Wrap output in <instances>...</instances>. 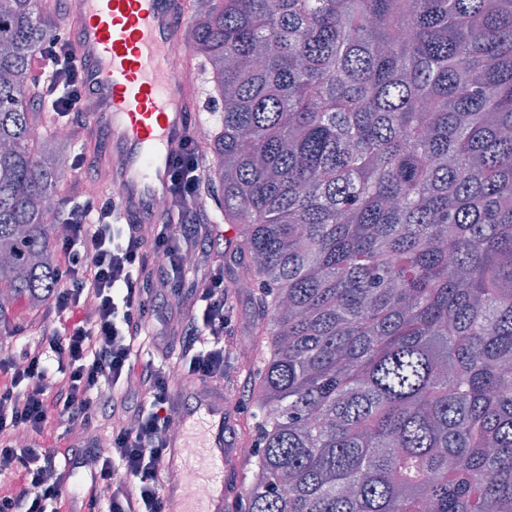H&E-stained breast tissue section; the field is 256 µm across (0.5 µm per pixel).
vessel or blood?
<instances>
[{
    "label": "vessel or blood",
    "mask_w": 512,
    "mask_h": 512,
    "mask_svg": "<svg viewBox=\"0 0 512 512\" xmlns=\"http://www.w3.org/2000/svg\"><path fill=\"white\" fill-rule=\"evenodd\" d=\"M186 0H75L71 17L82 79L97 107L94 133L112 144L118 166L112 189L122 212L144 217L166 196L173 155L187 136L201 90L179 23ZM180 434L170 438L165 464L201 486V493L166 484V512H225L224 461L236 451L230 402L195 385L177 395Z\"/></svg>",
    "instance_id": "b4317fda"
}]
</instances>
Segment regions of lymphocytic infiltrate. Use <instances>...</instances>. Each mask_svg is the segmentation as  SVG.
Wrapping results in <instances>:
<instances>
[{"mask_svg":"<svg viewBox=\"0 0 512 512\" xmlns=\"http://www.w3.org/2000/svg\"><path fill=\"white\" fill-rule=\"evenodd\" d=\"M80 71L68 37L32 55L31 98L47 127L86 118ZM208 175L191 133L163 221L119 220L110 198L63 199L68 219L51 232L57 286L38 336H0V512H165L173 380L223 387L238 348L224 264L206 247ZM102 421L106 448L92 435ZM83 470L80 494H66L65 477Z\"/></svg>","mask_w":512,"mask_h":512,"instance_id":"lymphocytic-infiltrate-1","label":"lymphocytic infiltrate"}]
</instances>
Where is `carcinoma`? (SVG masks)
Segmentation results:
<instances>
[{
    "label": "carcinoma",
    "instance_id": "cac0c4a2",
    "mask_svg": "<svg viewBox=\"0 0 512 512\" xmlns=\"http://www.w3.org/2000/svg\"><path fill=\"white\" fill-rule=\"evenodd\" d=\"M270 337L240 512H512V0H190ZM55 21L0 0V326L56 286Z\"/></svg>",
    "mask_w": 512,
    "mask_h": 512
}]
</instances>
